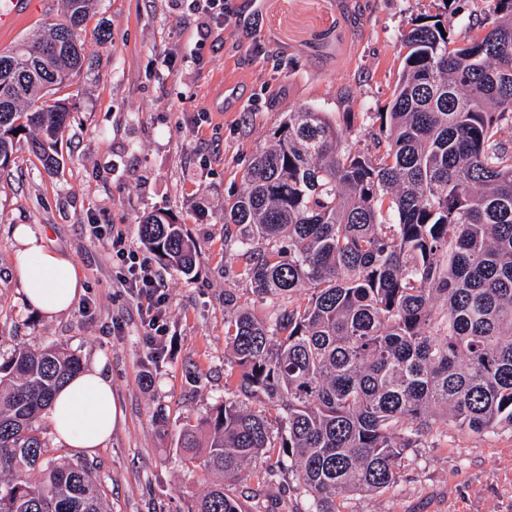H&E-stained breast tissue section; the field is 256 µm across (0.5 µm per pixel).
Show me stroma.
<instances>
[{
    "instance_id": "stroma-1",
    "label": "stroma",
    "mask_w": 512,
    "mask_h": 512,
    "mask_svg": "<svg viewBox=\"0 0 512 512\" xmlns=\"http://www.w3.org/2000/svg\"><path fill=\"white\" fill-rule=\"evenodd\" d=\"M230 15L206 26L190 0H98L82 35L86 61L56 90L71 116L56 171L19 146L0 169V353L57 345L83 365L104 361L119 419L89 458L111 512H189L202 472L178 447L183 424L223 405L233 365L225 342V291L257 315L260 300L224 249V203L288 112L310 105L335 121L351 116L361 146L392 99L401 39L421 17L445 14L466 42L489 0H224ZM62 0H31L0 31V50L57 16ZM108 38H100V26ZM163 211L197 245L191 274L160 266L168 294L161 352L117 280L90 225L109 224L139 243L143 214ZM29 224L68 255L82 278L71 309L49 318L24 301L12 229ZM397 484L348 493L342 512H512V430L471 435L439 422L411 449ZM271 452L245 482L249 512H308V499L279 473Z\"/></svg>"
}]
</instances>
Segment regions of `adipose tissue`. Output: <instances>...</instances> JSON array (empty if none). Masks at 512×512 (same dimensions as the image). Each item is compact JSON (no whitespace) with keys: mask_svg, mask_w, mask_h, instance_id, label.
<instances>
[{"mask_svg":"<svg viewBox=\"0 0 512 512\" xmlns=\"http://www.w3.org/2000/svg\"><path fill=\"white\" fill-rule=\"evenodd\" d=\"M13 237L26 303L49 317L67 312L82 290L71 258L48 248L42 231L30 225H17ZM49 422L61 446L90 453L105 445L116 405L103 363L88 366L57 393Z\"/></svg>","mask_w":512,"mask_h":512,"instance_id":"ef3b65f1","label":"adipose tissue"}]
</instances>
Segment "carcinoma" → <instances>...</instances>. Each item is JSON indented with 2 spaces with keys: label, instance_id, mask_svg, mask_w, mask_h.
I'll return each mask as SVG.
<instances>
[{
  "label": "carcinoma",
  "instance_id": "1",
  "mask_svg": "<svg viewBox=\"0 0 512 512\" xmlns=\"http://www.w3.org/2000/svg\"><path fill=\"white\" fill-rule=\"evenodd\" d=\"M97 0L0 51V168L29 130L48 170L68 107L47 96L85 60ZM407 50L374 151L351 127L303 105L246 169L224 206V246L260 299L236 307L226 338L236 392L178 444L206 482L190 512H248L226 480L267 449L313 501L380 494L440 420L483 434L512 428V0H495L481 34L460 44L440 19L403 35ZM157 260L185 275L196 245L167 213L142 217ZM301 290L307 300L292 302ZM83 368L58 346L0 354V512H107L86 462L46 458L41 421ZM40 477L32 478L34 471Z\"/></svg>",
  "mask_w": 512,
  "mask_h": 512
}]
</instances>
